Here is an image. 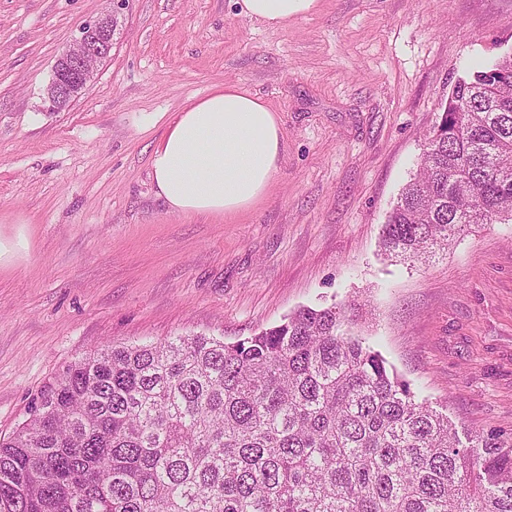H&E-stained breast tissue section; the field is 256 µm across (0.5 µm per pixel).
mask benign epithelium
Segmentation results:
<instances>
[{
    "label": "benign epithelium",
    "instance_id": "7a95c632",
    "mask_svg": "<svg viewBox=\"0 0 512 512\" xmlns=\"http://www.w3.org/2000/svg\"><path fill=\"white\" fill-rule=\"evenodd\" d=\"M116 26L117 17L104 16L80 27L79 36L59 56L46 88L49 111L67 109L85 89L97 63L110 56Z\"/></svg>",
    "mask_w": 512,
    "mask_h": 512
}]
</instances>
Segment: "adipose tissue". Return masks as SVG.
Returning a JSON list of instances; mask_svg holds the SVG:
<instances>
[{
    "label": "adipose tissue",
    "mask_w": 512,
    "mask_h": 512,
    "mask_svg": "<svg viewBox=\"0 0 512 512\" xmlns=\"http://www.w3.org/2000/svg\"><path fill=\"white\" fill-rule=\"evenodd\" d=\"M243 13L275 28L319 0H240ZM280 120L266 103L227 85L173 113L148 164L170 214L229 217L267 195L281 155Z\"/></svg>",
    "instance_id": "1"
}]
</instances>
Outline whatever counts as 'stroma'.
Here are the masks:
<instances>
[{
	"label": "stroma",
	"instance_id": "stroma-1",
	"mask_svg": "<svg viewBox=\"0 0 512 512\" xmlns=\"http://www.w3.org/2000/svg\"><path fill=\"white\" fill-rule=\"evenodd\" d=\"M113 12L109 57L50 111L62 50ZM508 51L512 0H320L276 30L236 0H0V230L24 215L32 244L0 270V438L98 346L233 343L352 301L371 313L346 332L460 438L512 432V224L422 264L379 246L455 80ZM225 84L277 113L275 182L230 220L171 215L152 147Z\"/></svg>",
	"mask_w": 512,
	"mask_h": 512
}]
</instances>
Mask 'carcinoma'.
I'll use <instances>...</instances> for the list:
<instances>
[{"label":"carcinoma","mask_w":512,"mask_h":512,"mask_svg":"<svg viewBox=\"0 0 512 512\" xmlns=\"http://www.w3.org/2000/svg\"><path fill=\"white\" fill-rule=\"evenodd\" d=\"M385 250L429 258L512 224V52L459 78ZM345 311L216 336L104 345L0 440V512H512V435L465 446Z\"/></svg>","instance_id":"carcinoma-1"}]
</instances>
